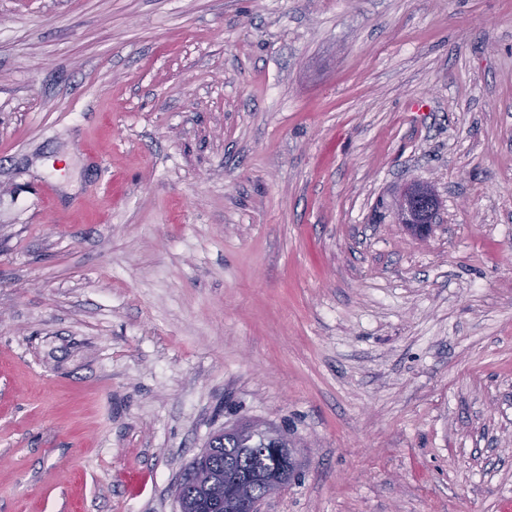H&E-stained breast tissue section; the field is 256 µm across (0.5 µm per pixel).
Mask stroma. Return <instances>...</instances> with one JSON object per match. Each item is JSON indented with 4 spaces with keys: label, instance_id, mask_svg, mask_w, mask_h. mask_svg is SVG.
<instances>
[{
    "label": "stroma",
    "instance_id": "obj_1",
    "mask_svg": "<svg viewBox=\"0 0 512 512\" xmlns=\"http://www.w3.org/2000/svg\"><path fill=\"white\" fill-rule=\"evenodd\" d=\"M252 421L261 512L512 496V0H0V512H179ZM440 200L433 185L413 180L395 203V224L426 231L436 224ZM234 429L224 433V442L219 439L213 440L212 436L207 444L209 467L217 478L230 480L243 472L264 471L278 465L282 451L276 448H285L290 456L291 464L286 472L237 479L229 486H224V512H261L262 500L280 492L296 475L300 466L299 450L296 442L285 434L290 448L284 443H264ZM213 441L217 444L214 445ZM255 485H263L266 488L264 497L256 498L253 495L252 488Z\"/></svg>",
    "mask_w": 512,
    "mask_h": 512
}]
</instances>
